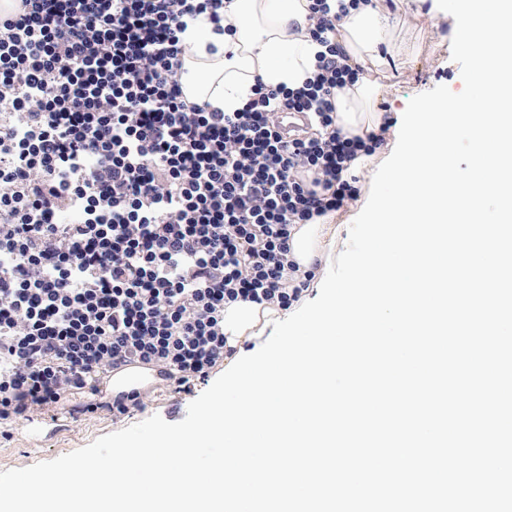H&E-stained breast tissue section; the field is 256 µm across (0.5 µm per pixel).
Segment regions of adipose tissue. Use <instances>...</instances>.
Here are the masks:
<instances>
[{
	"label": "adipose tissue",
	"mask_w": 512,
	"mask_h": 512,
	"mask_svg": "<svg viewBox=\"0 0 512 512\" xmlns=\"http://www.w3.org/2000/svg\"><path fill=\"white\" fill-rule=\"evenodd\" d=\"M308 0H232L224 10L227 34H217L208 24L188 26L182 35L192 48L184 66L189 100L208 103L226 112L241 109L250 88L260 82L295 89L312 76L321 45L307 38L310 25ZM389 13L371 5L350 10L338 24L339 42L350 65L367 72L385 62L389 45ZM215 44L208 53L207 44ZM378 84L364 77L336 98L337 123L343 132L361 134L378 129L381 116L372 109Z\"/></svg>",
	"instance_id": "1"
}]
</instances>
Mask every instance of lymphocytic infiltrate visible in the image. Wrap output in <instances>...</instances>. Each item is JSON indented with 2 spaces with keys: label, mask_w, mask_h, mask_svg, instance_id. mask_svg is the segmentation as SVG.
<instances>
[{
  "label": "lymphocytic infiltrate",
  "mask_w": 512,
  "mask_h": 512,
  "mask_svg": "<svg viewBox=\"0 0 512 512\" xmlns=\"http://www.w3.org/2000/svg\"><path fill=\"white\" fill-rule=\"evenodd\" d=\"M22 2L0 14V100L24 113L29 138L0 127V178L36 219L0 224V253L26 259L0 268L6 426L60 409L129 358L185 390L208 377L233 352L225 306L301 299L312 275L289 257L295 226L356 200L347 170L383 142L336 124V96L361 70L331 38L329 0H309V34L326 48L313 76L256 85L235 112L183 90L188 21L221 22L230 0ZM285 110L320 134L284 136L273 116ZM90 152L102 162L87 172L77 160ZM76 203L111 207V223L55 224Z\"/></svg>",
  "instance_id": "obj_1"
}]
</instances>
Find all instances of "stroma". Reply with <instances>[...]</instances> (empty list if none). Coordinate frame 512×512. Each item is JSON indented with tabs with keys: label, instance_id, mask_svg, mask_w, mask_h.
Returning <instances> with one entry per match:
<instances>
[{
	"label": "stroma",
	"instance_id": "35a3bbf8",
	"mask_svg": "<svg viewBox=\"0 0 512 512\" xmlns=\"http://www.w3.org/2000/svg\"><path fill=\"white\" fill-rule=\"evenodd\" d=\"M391 8L395 28L393 52L387 55V72L373 106L389 122H397L408 101L415 95L444 85L453 92L463 88L459 65L451 58L449 37L454 18L436 12L433 0H379ZM375 166L362 168L357 178L361 187L359 198L346 211L333 214L327 222L335 232L322 258L323 267H330L333 258L343 251L352 221L367 202ZM211 385L210 380L196 381L190 390L171 392L156 397L152 404L127 415L112 414L108 408L87 412L64 420L51 434L32 439L21 424L9 426L0 434V471L25 468L55 459L91 443L96 438L139 423L152 415L177 423L187 414L189 404Z\"/></svg>",
	"mask_w": 512,
	"mask_h": 512
}]
</instances>
